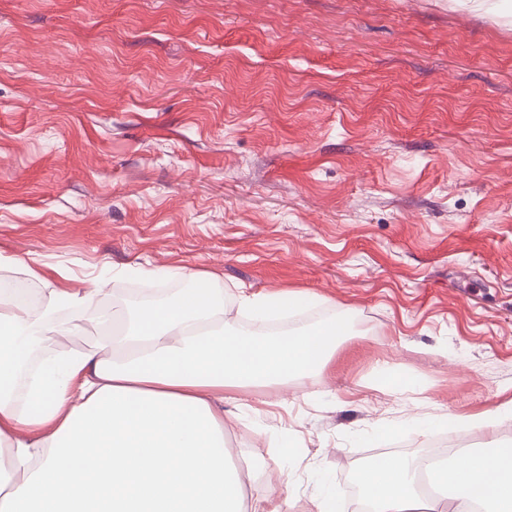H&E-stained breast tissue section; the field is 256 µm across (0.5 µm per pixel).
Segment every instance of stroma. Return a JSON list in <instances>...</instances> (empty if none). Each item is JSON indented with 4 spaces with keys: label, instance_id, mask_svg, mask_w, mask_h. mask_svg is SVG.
Listing matches in <instances>:
<instances>
[{
    "label": "stroma",
    "instance_id": "1",
    "mask_svg": "<svg viewBox=\"0 0 512 512\" xmlns=\"http://www.w3.org/2000/svg\"><path fill=\"white\" fill-rule=\"evenodd\" d=\"M0 256L112 311L167 274L305 293L299 329L348 334L324 370L239 391L268 416L224 443L246 492L352 503L388 448L512 444L493 429L383 436L512 401V6L504 0H0ZM56 315L63 356L104 342ZM421 382L391 395L377 365ZM297 446L283 480L277 442Z\"/></svg>",
    "mask_w": 512,
    "mask_h": 512
}]
</instances>
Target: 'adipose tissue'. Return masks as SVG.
<instances>
[{
    "label": "adipose tissue",
    "mask_w": 512,
    "mask_h": 512,
    "mask_svg": "<svg viewBox=\"0 0 512 512\" xmlns=\"http://www.w3.org/2000/svg\"><path fill=\"white\" fill-rule=\"evenodd\" d=\"M163 303L113 312V336L95 349L46 360L24 403L13 393L34 345L53 343L60 307L87 295L51 291L39 320L0 290V512H244V484L224 446V404L244 388L318 375L346 334L338 318L277 335L237 329L221 315L214 280L193 276ZM258 321L287 317L299 294L239 293ZM512 419V402L473 420L450 413L391 424L388 435ZM388 453L354 480L371 512H512V448L460 452L427 473Z\"/></svg>",
    "instance_id": "ef3b65f1"
}]
</instances>
